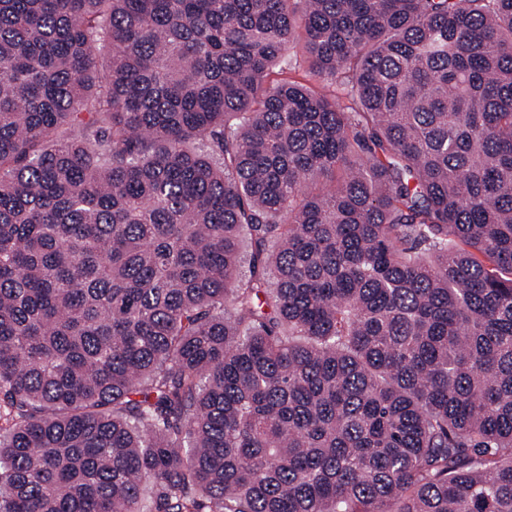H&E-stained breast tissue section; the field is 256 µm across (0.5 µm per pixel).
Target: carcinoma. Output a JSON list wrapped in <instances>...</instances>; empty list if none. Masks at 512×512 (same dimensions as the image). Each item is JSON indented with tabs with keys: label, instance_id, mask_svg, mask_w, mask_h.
Segmentation results:
<instances>
[{
	"label": "carcinoma",
	"instance_id": "cac0c4a2",
	"mask_svg": "<svg viewBox=\"0 0 512 512\" xmlns=\"http://www.w3.org/2000/svg\"><path fill=\"white\" fill-rule=\"evenodd\" d=\"M0 512H512V0H0Z\"/></svg>",
	"mask_w": 512,
	"mask_h": 512
}]
</instances>
